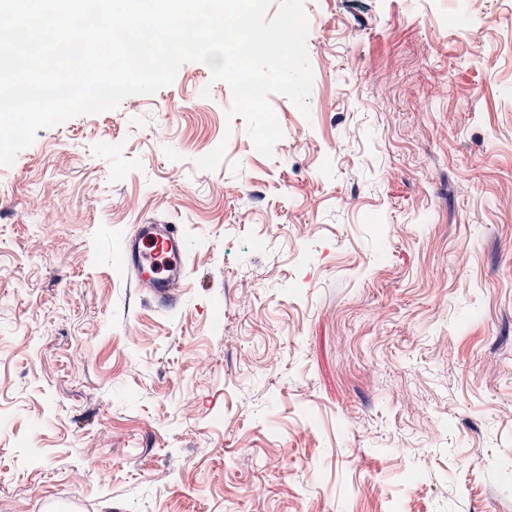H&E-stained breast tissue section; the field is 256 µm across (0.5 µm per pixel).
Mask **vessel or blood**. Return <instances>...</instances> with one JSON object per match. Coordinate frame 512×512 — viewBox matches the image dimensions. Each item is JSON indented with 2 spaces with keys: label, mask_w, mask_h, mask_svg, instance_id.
Returning <instances> with one entry per match:
<instances>
[{
  "label": "vessel or blood",
  "mask_w": 512,
  "mask_h": 512,
  "mask_svg": "<svg viewBox=\"0 0 512 512\" xmlns=\"http://www.w3.org/2000/svg\"><path fill=\"white\" fill-rule=\"evenodd\" d=\"M186 238L180 225L157 221L134 225L124 243L123 265L136 287L161 308L178 307L188 276Z\"/></svg>",
  "instance_id": "1"
}]
</instances>
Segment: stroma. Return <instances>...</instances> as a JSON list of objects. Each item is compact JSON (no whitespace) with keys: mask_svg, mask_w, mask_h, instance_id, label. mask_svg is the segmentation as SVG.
Here are the masks:
<instances>
[{"mask_svg":"<svg viewBox=\"0 0 512 512\" xmlns=\"http://www.w3.org/2000/svg\"><path fill=\"white\" fill-rule=\"evenodd\" d=\"M304 6L273 156L188 62L0 166V512H512V0ZM149 250H166L177 260L175 272L158 277L146 267L145 256ZM186 238L179 224L156 221L134 225L124 243L123 265L127 276L137 288L147 291L159 308L174 309L184 296V282L188 276L186 265Z\"/></svg>","mask_w":512,"mask_h":512,"instance_id":"stroma-1","label":"stroma"}]
</instances>
